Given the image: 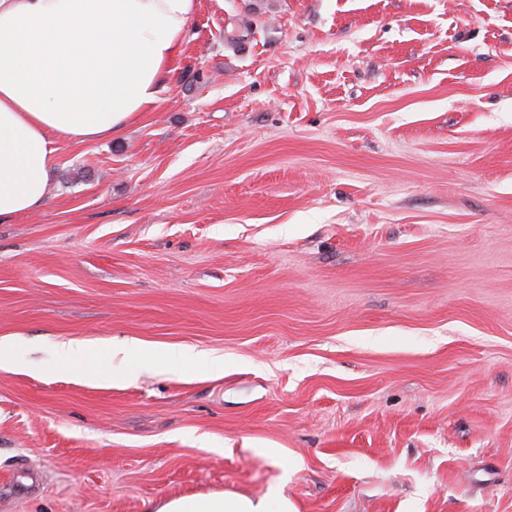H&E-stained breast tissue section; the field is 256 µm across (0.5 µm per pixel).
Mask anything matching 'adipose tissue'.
<instances>
[{
	"instance_id": "ef3b65f1",
	"label": "adipose tissue",
	"mask_w": 512,
	"mask_h": 512,
	"mask_svg": "<svg viewBox=\"0 0 512 512\" xmlns=\"http://www.w3.org/2000/svg\"><path fill=\"white\" fill-rule=\"evenodd\" d=\"M195 0H0V222L40 208L57 138L121 133L159 102ZM157 512H298L279 489Z\"/></svg>"
}]
</instances>
